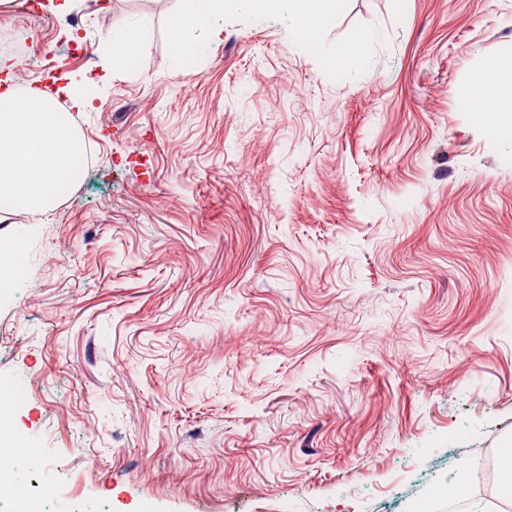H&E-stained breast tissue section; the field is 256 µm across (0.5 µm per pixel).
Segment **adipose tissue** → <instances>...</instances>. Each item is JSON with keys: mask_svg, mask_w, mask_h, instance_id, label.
I'll return each mask as SVG.
<instances>
[{"mask_svg": "<svg viewBox=\"0 0 512 512\" xmlns=\"http://www.w3.org/2000/svg\"><path fill=\"white\" fill-rule=\"evenodd\" d=\"M295 19V34L309 47L325 22L336 16L345 0H289ZM282 0H193V10L174 16L170 40L180 46L185 30L197 21L224 15L244 7L270 16ZM492 80L482 78L461 91L463 109L482 117L500 136L512 134V56H497L487 64ZM73 118L59 110L41 91L30 90L17 98L12 90L0 92V206L38 213L57 186L69 177L83 149L72 126Z\"/></svg>", "mask_w": 512, "mask_h": 512, "instance_id": "1", "label": "adipose tissue"}]
</instances>
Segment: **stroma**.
<instances>
[{"label":"stroma","mask_w":512,"mask_h":512,"mask_svg":"<svg viewBox=\"0 0 512 512\" xmlns=\"http://www.w3.org/2000/svg\"><path fill=\"white\" fill-rule=\"evenodd\" d=\"M190 8L26 21L99 93L81 191L0 214L17 475L41 512H405L512 442V138L457 104L512 52V0H346L315 51L285 8L174 48ZM109 45V60L114 72L131 69L140 49V33L136 27L129 28L119 40ZM370 40L371 34L367 31L356 34L351 44L338 57V67L351 69L358 66L364 58V48Z\"/></svg>","instance_id":"obj_1"}]
</instances>
